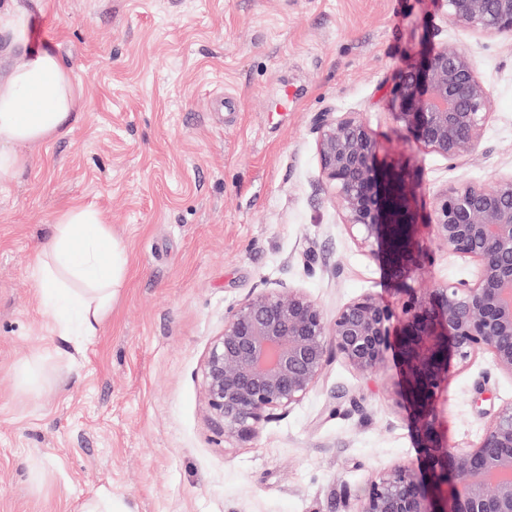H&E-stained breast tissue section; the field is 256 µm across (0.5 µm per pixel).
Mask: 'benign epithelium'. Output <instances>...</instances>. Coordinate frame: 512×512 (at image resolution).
Wrapping results in <instances>:
<instances>
[{"instance_id": "benign-epithelium-1", "label": "benign epithelium", "mask_w": 512, "mask_h": 512, "mask_svg": "<svg viewBox=\"0 0 512 512\" xmlns=\"http://www.w3.org/2000/svg\"><path fill=\"white\" fill-rule=\"evenodd\" d=\"M448 21L483 37L512 42V0H445ZM397 120L451 168L478 152L490 122L489 92L472 57L444 44L399 76ZM321 173L336 196L349 236L395 278L428 260L404 174L377 165L378 143L355 112H326L318 122ZM432 232L473 265L468 279L410 292L401 313L363 293L329 317L304 291L280 283L224 314V329L203 362L208 408L228 441L249 442L261 425L302 401L327 365L342 358L359 373L395 352L402 393L415 418L423 472L394 462L378 472L356 512H512V403L501 406L483 438L451 448L435 404L449 362L480 354L512 377V172L490 183L461 181L441 193Z\"/></svg>"}]
</instances>
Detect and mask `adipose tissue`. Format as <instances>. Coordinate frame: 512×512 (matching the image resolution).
I'll use <instances>...</instances> for the list:
<instances>
[{"label":"adipose tissue","instance_id":"adipose-tissue-1","mask_svg":"<svg viewBox=\"0 0 512 512\" xmlns=\"http://www.w3.org/2000/svg\"><path fill=\"white\" fill-rule=\"evenodd\" d=\"M30 14L24 0L0 9V31L9 36L11 48L24 53L10 75L0 79V182L16 173L15 143L37 146L67 134L79 109V96L58 55L48 47L27 53ZM125 270V252L95 208L72 206L34 264L44 282L45 305L59 312V334L94 335L112 310Z\"/></svg>","mask_w":512,"mask_h":512}]
</instances>
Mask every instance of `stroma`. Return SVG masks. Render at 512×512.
<instances>
[{"mask_svg":"<svg viewBox=\"0 0 512 512\" xmlns=\"http://www.w3.org/2000/svg\"><path fill=\"white\" fill-rule=\"evenodd\" d=\"M30 30L80 110L68 135L17 143L22 166L0 183V512H81L104 488L134 512H355L372 475L420 464L393 357L364 375L334 359L247 443L210 421L201 367L227 309L276 283L331 315L471 275L430 224L448 185L512 171V43L451 25L442 0H45ZM446 42L471 55L493 110L456 169L395 117L399 72ZM326 112L360 113L380 162L409 176L431 261L408 282L342 224L316 150ZM77 202L128 260L87 338L58 335L33 272ZM511 401L490 356L454 365L436 402L449 446L478 442Z\"/></svg>","mask_w":512,"mask_h":512,"instance_id":"1","label":"stroma"}]
</instances>
